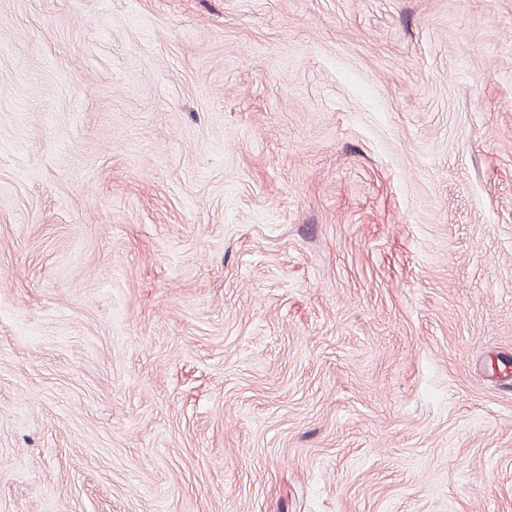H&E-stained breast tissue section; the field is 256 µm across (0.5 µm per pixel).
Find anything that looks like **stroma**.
<instances>
[{
  "mask_svg": "<svg viewBox=\"0 0 512 512\" xmlns=\"http://www.w3.org/2000/svg\"><path fill=\"white\" fill-rule=\"evenodd\" d=\"M0 512H512V0H0Z\"/></svg>",
  "mask_w": 512,
  "mask_h": 512,
  "instance_id": "1",
  "label": "stroma"
}]
</instances>
